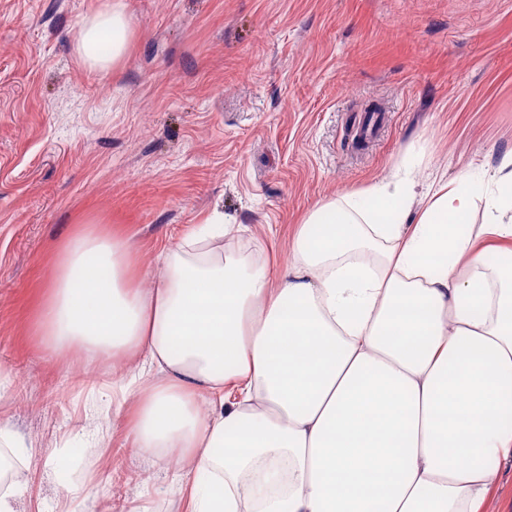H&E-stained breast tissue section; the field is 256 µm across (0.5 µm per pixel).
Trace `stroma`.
Masks as SVG:
<instances>
[{
	"label": "stroma",
	"instance_id": "1",
	"mask_svg": "<svg viewBox=\"0 0 512 512\" xmlns=\"http://www.w3.org/2000/svg\"><path fill=\"white\" fill-rule=\"evenodd\" d=\"M104 2L0 0V420L28 449L22 512H50L84 465V512L184 509L123 416L73 413L111 365L41 350L35 312L77 225L120 233L152 288L157 254L213 213L244 227L224 254L280 266L319 202L409 160L423 189L512 151V0H123L131 39L107 73L75 50Z\"/></svg>",
	"mask_w": 512,
	"mask_h": 512
}]
</instances>
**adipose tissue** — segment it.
Instances as JSON below:
<instances>
[{
    "label": "adipose tissue",
    "mask_w": 512,
    "mask_h": 512,
    "mask_svg": "<svg viewBox=\"0 0 512 512\" xmlns=\"http://www.w3.org/2000/svg\"><path fill=\"white\" fill-rule=\"evenodd\" d=\"M121 0L76 52L106 72L128 49ZM411 174L318 204L286 265L215 258L208 224L159 253L155 287L114 234L57 252L36 311L52 357L111 362L91 388L133 449L174 480L187 512H487L512 471V249L487 264L463 231L512 240V152L488 179ZM208 403L210 414L200 412Z\"/></svg>",
    "instance_id": "adipose-tissue-1"
}]
</instances>
